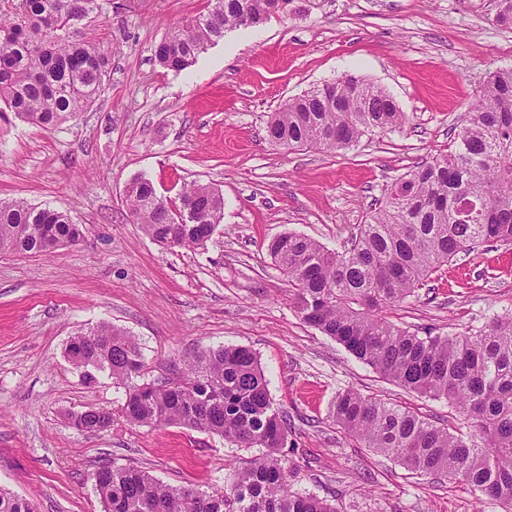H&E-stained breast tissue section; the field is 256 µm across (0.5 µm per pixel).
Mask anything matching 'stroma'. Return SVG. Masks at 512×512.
<instances>
[{
    "label": "stroma",
    "instance_id": "stroma-1",
    "mask_svg": "<svg viewBox=\"0 0 512 512\" xmlns=\"http://www.w3.org/2000/svg\"><path fill=\"white\" fill-rule=\"evenodd\" d=\"M100 4L86 35L111 66L94 105L51 131L0 113V198L56 207L83 228L79 242L48 255H0V488L37 512H102L100 460L210 492L252 457L179 425L118 417L100 433L74 429L72 413L123 401L107 374L85 382L64 356L74 334L107 322L137 339L151 379L209 348H251L290 419L295 490L339 512H501L477 505L462 482L417 476L357 447L333 421L336 393L352 387L464 424L446 401L383 378L305 323L266 249L288 231L341 248L395 179L455 148L489 74L512 68L498 0H290L259 26L226 31L180 72L160 66L154 48L206 0ZM344 74L391 95L405 126L335 151L267 140L286 100ZM139 176L170 198L193 182L221 191L224 218L205 247L164 248L133 223L124 191ZM506 312L512 245L488 242L457 254L390 315L445 335Z\"/></svg>",
    "mask_w": 512,
    "mask_h": 512
}]
</instances>
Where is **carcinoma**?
<instances>
[{
	"mask_svg": "<svg viewBox=\"0 0 512 512\" xmlns=\"http://www.w3.org/2000/svg\"><path fill=\"white\" fill-rule=\"evenodd\" d=\"M206 12L173 28L155 50L164 68L182 71L224 31L269 18L272 0H208ZM99 0H16L0 12V103L52 130L99 96L109 58L83 33ZM405 115L381 88L345 75L288 100L268 122L270 141L288 148L335 149L368 132L401 127ZM458 148L397 178L386 201L359 225L351 247L329 249L293 232L267 250L295 286L303 319L395 384L445 399L469 431L438 426L418 415L347 388L331 410L361 448L382 454L415 475L461 480L477 494L512 506V315L475 332H411L386 315L458 253L484 242L512 245V68L489 74L465 114ZM134 223L165 241L175 203L137 177L127 185ZM203 223L186 224L174 246L200 248L224 217V197L207 184L187 185ZM71 216L24 199L0 200V254H47L77 242ZM65 356L83 377L106 371L125 391L119 414L139 426L182 425L218 435L258 453L236 470L230 491L170 486L135 467L109 461L94 471L103 512H338L336 505L293 490L298 466L289 456L287 416L274 409L256 354L243 346L204 350L168 381L141 384L145 362L135 339L107 323L71 337ZM109 409L72 415L75 428L112 425ZM0 512H35L27 499L0 489Z\"/></svg>",
	"mask_w": 512,
	"mask_h": 512,
	"instance_id": "obj_1",
	"label": "carcinoma"
}]
</instances>
